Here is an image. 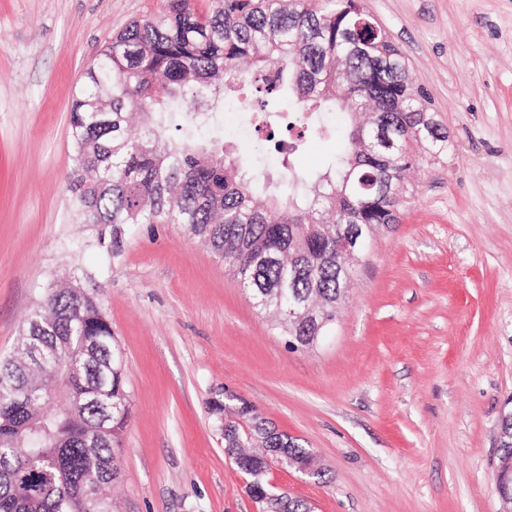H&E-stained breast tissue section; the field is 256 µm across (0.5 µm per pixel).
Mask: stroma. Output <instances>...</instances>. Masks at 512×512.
<instances>
[{"label":"stroma","instance_id":"obj_1","mask_svg":"<svg viewBox=\"0 0 512 512\" xmlns=\"http://www.w3.org/2000/svg\"><path fill=\"white\" fill-rule=\"evenodd\" d=\"M160 0H0V357L73 263L124 357L130 419L114 512H259L206 402L228 392L311 449L322 477L268 479L313 512H504L493 462L512 398V0H364L448 132L418 151L397 223L353 266L321 343L290 350L243 288L176 224L81 223L67 191L68 114L85 69ZM330 134L287 156L249 116L218 112L224 148L259 180L325 171Z\"/></svg>","mask_w":512,"mask_h":512}]
</instances>
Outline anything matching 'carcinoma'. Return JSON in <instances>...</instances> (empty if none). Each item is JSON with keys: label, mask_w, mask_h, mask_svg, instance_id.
<instances>
[{"label": "carcinoma", "mask_w": 512, "mask_h": 512, "mask_svg": "<svg viewBox=\"0 0 512 512\" xmlns=\"http://www.w3.org/2000/svg\"><path fill=\"white\" fill-rule=\"evenodd\" d=\"M257 114L265 126L325 133L322 116L340 112L348 146L325 175L307 179L288 167V191L258 201L224 149L186 136L162 151L171 116L188 126L208 120L215 102ZM146 118L141 136L128 115ZM67 189L83 223L112 226V247L125 228L179 224L269 315L292 349L317 347L336 319L352 263L345 246L357 224L398 221L399 189L415 161L448 134L415 86L409 66L362 0H162L159 12L131 21L99 53L73 96ZM312 307L314 323H292L284 304ZM36 341L43 366L27 360ZM0 361V512H112L105 493L127 426L129 394L112 327L94 297L70 285L46 286L16 343ZM70 364L69 410L40 413L50 393L39 377ZM224 433V450L257 487L265 457L302 461L313 451L272 428L251 403L208 402ZM512 459V416L502 419ZM276 512H312L280 493Z\"/></svg>", "instance_id": "1"}]
</instances>
